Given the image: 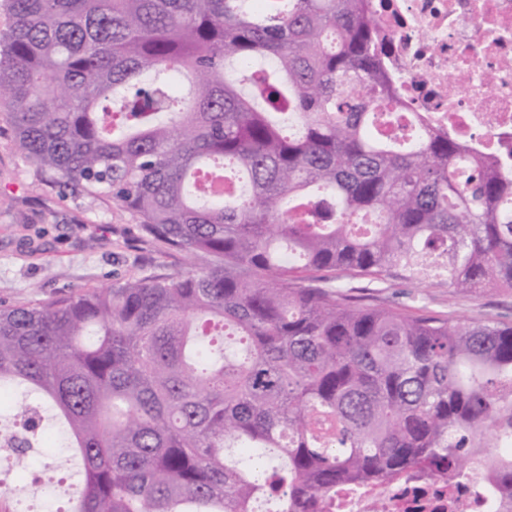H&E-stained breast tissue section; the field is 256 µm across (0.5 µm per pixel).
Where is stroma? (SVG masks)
<instances>
[{
	"label": "stroma",
	"instance_id": "1",
	"mask_svg": "<svg viewBox=\"0 0 512 512\" xmlns=\"http://www.w3.org/2000/svg\"><path fill=\"white\" fill-rule=\"evenodd\" d=\"M189 265L187 258L143 241L137 220L112 202L61 192L17 149L0 107V303L52 299ZM315 279L341 286L362 305L398 306L414 315L449 313L460 321L512 319V290L462 294L443 280L394 278L382 284L334 272L316 273ZM71 467L67 454L48 447L22 461H0V483L15 498L35 492L45 501L64 500L70 487L50 480L47 472L62 474Z\"/></svg>",
	"mask_w": 512,
	"mask_h": 512
}]
</instances>
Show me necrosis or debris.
Instances as JSON below:
<instances>
[{
    "label": "necrosis or debris",
    "mask_w": 512,
    "mask_h": 512,
    "mask_svg": "<svg viewBox=\"0 0 512 512\" xmlns=\"http://www.w3.org/2000/svg\"><path fill=\"white\" fill-rule=\"evenodd\" d=\"M399 142L424 128L512 161V0H369ZM447 479L339 488L329 512H512L479 459Z\"/></svg>",
    "instance_id": "4bbe7bcc"
}]
</instances>
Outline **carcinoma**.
I'll use <instances>...</instances> for the list:
<instances>
[{"mask_svg": "<svg viewBox=\"0 0 512 512\" xmlns=\"http://www.w3.org/2000/svg\"><path fill=\"white\" fill-rule=\"evenodd\" d=\"M0 103L58 187L202 267L0 307V390L66 424L67 512H326L489 468L512 500V322L358 306L308 271L512 289V167L391 111L366 0H9ZM241 172L247 189L216 184Z\"/></svg>", "mask_w": 512, "mask_h": 512, "instance_id": "1", "label": "carcinoma"}]
</instances>
